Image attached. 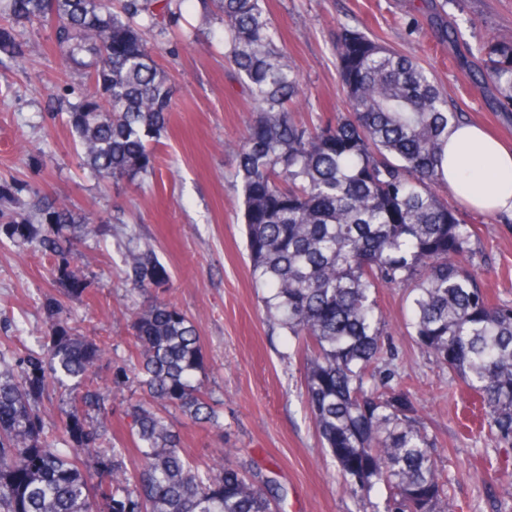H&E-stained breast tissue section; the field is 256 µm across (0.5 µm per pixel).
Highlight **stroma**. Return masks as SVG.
I'll return each mask as SVG.
<instances>
[{
    "mask_svg": "<svg viewBox=\"0 0 512 512\" xmlns=\"http://www.w3.org/2000/svg\"><path fill=\"white\" fill-rule=\"evenodd\" d=\"M419 0H265L298 70L302 112L343 111L331 35L338 24L365 32L429 68L439 89L464 121L483 126L512 146V111L502 109L491 83L476 86L477 49L487 36L512 42V0H448L449 24L458 38L436 43L434 25L418 12ZM219 23L202 21L188 0L180 30L159 39L156 54L175 94L158 152L160 174L140 187L99 184L78 165L67 111H48V93L64 64L46 28L25 34L26 56L0 67V178L17 180L92 210L105 234L83 239L95 295L64 301L61 315L76 334L105 336L111 344L99 367L104 383L129 362L132 313L148 295L130 293L122 279L130 239L154 244L169 275L161 298L177 304L199 330L203 378L224 423L217 432L188 423L181 412L169 420L181 430L190 460L199 466L222 449L238 461L271 474L284 491L283 512H352L306 410L303 364L293 344L270 323L254 288L242 214L235 191L236 160L229 144L250 120L248 98L224 63ZM448 203L478 230L474 262L494 299L512 303V216L487 215ZM49 267L30 247L0 243V343L33 345L49 320V298L58 296ZM380 304L388 326L389 368L410 387L420 415L437 437V452L453 476L452 493L462 512H512V442L469 432L468 392L422 354L409 336L411 316L404 290L384 288ZM500 464L498 481L483 472L484 456Z\"/></svg>",
    "mask_w": 512,
    "mask_h": 512,
    "instance_id": "35a3bbf8",
    "label": "stroma"
}]
</instances>
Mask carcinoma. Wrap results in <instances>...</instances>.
Masks as SVG:
<instances>
[{"mask_svg":"<svg viewBox=\"0 0 512 512\" xmlns=\"http://www.w3.org/2000/svg\"><path fill=\"white\" fill-rule=\"evenodd\" d=\"M188 0H0V54L25 55L19 27H50L65 71L87 80L69 112L81 166L100 181L141 183L156 174L174 91L147 35H163ZM224 25V59L248 92L251 119L236 155L246 246L267 318L305 347L304 399L320 443L355 512H450L448 473L411 394L386 372L379 290L411 298L412 336L480 406V428L512 440V303L495 302L471 270L474 225L448 206L439 177L457 114L428 69L363 32L333 35L347 108L303 116L300 75L263 0H197ZM481 78L512 107V42L478 47ZM0 179V238L29 244L51 262L63 295L81 299L95 280L80 267L79 240L102 226L39 188ZM136 292L168 273L154 247L124 259ZM39 350L0 349V512H273L277 482L247 474L231 454L201 470L167 418L222 428L201 378L195 322L169 300L134 313L135 375L146 398L127 401L140 457L106 447L109 387L97 365L108 341L78 336L56 316ZM59 391L60 425L46 429L41 400ZM387 490L384 505L372 491Z\"/></svg>","mask_w":512,"mask_h":512,"instance_id":"cac0c4a2","label":"carcinoma"}]
</instances>
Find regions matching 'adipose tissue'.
I'll return each instance as SVG.
<instances>
[{"label":"adipose tissue","instance_id":"ef3b65f1","mask_svg":"<svg viewBox=\"0 0 512 512\" xmlns=\"http://www.w3.org/2000/svg\"><path fill=\"white\" fill-rule=\"evenodd\" d=\"M440 172L463 204L491 215L512 212V148L479 126L449 129Z\"/></svg>","mask_w":512,"mask_h":512}]
</instances>
